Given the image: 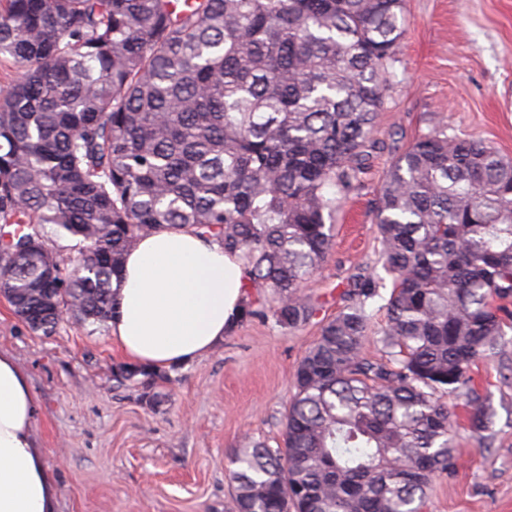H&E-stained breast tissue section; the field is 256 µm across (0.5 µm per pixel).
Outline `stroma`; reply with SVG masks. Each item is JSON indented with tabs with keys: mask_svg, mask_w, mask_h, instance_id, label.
<instances>
[{
	"mask_svg": "<svg viewBox=\"0 0 512 512\" xmlns=\"http://www.w3.org/2000/svg\"><path fill=\"white\" fill-rule=\"evenodd\" d=\"M512 158V0H407L405 34L375 143L359 183L336 208V237L306 283L317 318L288 329L253 318L209 355L165 369L149 402L113 377L124 357L109 327L64 320L39 336L0 298V351L38 398L34 433L60 486L58 512H229V458L245 437L276 445L294 370L348 279L376 265L373 203L385 173L438 126ZM495 357L474 368L497 410L478 437L457 405L452 475L436 476L425 512H512V321Z\"/></svg>",
	"mask_w": 512,
	"mask_h": 512,
	"instance_id": "35a3bbf8",
	"label": "stroma"
}]
</instances>
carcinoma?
I'll return each instance as SVG.
<instances>
[{"label": "carcinoma", "mask_w": 512, "mask_h": 512, "mask_svg": "<svg viewBox=\"0 0 512 512\" xmlns=\"http://www.w3.org/2000/svg\"><path fill=\"white\" fill-rule=\"evenodd\" d=\"M405 0H0V290L44 336L112 319L135 242L184 228L239 257L240 320L295 328L364 173L404 34ZM377 263L298 362L276 447L230 457L232 512H423L453 465V414L512 318V160L433 130L387 171ZM77 253L65 267L54 239ZM106 254L102 264L98 256ZM274 294L267 302L249 289ZM386 360L364 356L369 309ZM119 384L163 376L134 365Z\"/></svg>", "instance_id": "cac0c4a2"}]
</instances>
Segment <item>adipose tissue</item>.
Wrapping results in <instances>:
<instances>
[{"mask_svg":"<svg viewBox=\"0 0 512 512\" xmlns=\"http://www.w3.org/2000/svg\"><path fill=\"white\" fill-rule=\"evenodd\" d=\"M240 260L192 232L163 229L127 252L112 340L157 369L208 355L236 326L246 299ZM38 400L0 351V512H58L59 488L33 434Z\"/></svg>","mask_w":512,"mask_h":512,"instance_id":"1","label":"adipose tissue"}]
</instances>
